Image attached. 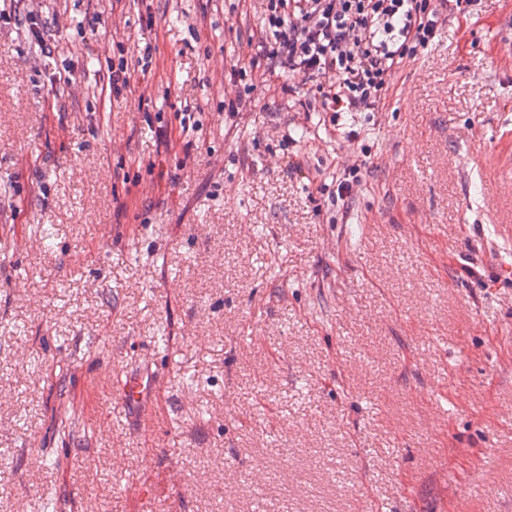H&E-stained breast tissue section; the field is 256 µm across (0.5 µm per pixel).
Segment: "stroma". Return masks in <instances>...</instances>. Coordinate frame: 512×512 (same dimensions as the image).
<instances>
[{"label": "stroma", "instance_id": "obj_1", "mask_svg": "<svg viewBox=\"0 0 512 512\" xmlns=\"http://www.w3.org/2000/svg\"><path fill=\"white\" fill-rule=\"evenodd\" d=\"M433 4L326 122L231 81L265 0H0V512H512V0ZM139 84L135 80L134 70L131 71L128 63L120 58L118 63L112 62V67L107 73L106 87L112 89V94H120L123 91L133 93L136 91V85ZM155 381L148 370L136 374L125 375L114 385V393L118 396V404L122 411L129 407H135L152 394Z\"/></svg>", "mask_w": 512, "mask_h": 512}]
</instances>
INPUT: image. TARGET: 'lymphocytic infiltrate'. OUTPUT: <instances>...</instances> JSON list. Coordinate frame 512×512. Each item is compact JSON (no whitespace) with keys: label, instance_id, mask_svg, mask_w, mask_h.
I'll return each instance as SVG.
<instances>
[{"label":"lymphocytic infiltrate","instance_id":"1","mask_svg":"<svg viewBox=\"0 0 512 512\" xmlns=\"http://www.w3.org/2000/svg\"><path fill=\"white\" fill-rule=\"evenodd\" d=\"M436 32L431 0H267L259 51L237 74L264 66L285 75L283 94L319 87L322 111L373 112Z\"/></svg>","mask_w":512,"mask_h":512}]
</instances>
